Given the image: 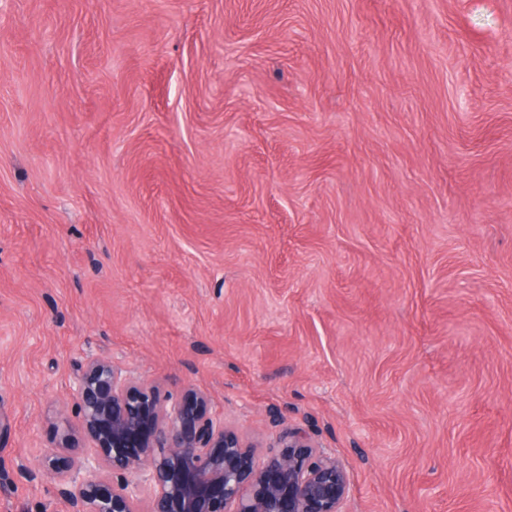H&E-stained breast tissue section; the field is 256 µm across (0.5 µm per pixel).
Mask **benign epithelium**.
<instances>
[{
    "mask_svg": "<svg viewBox=\"0 0 512 512\" xmlns=\"http://www.w3.org/2000/svg\"><path fill=\"white\" fill-rule=\"evenodd\" d=\"M58 416L57 446L32 480L55 475L68 512H342L348 479L302 428L256 456L208 397L162 392L91 354Z\"/></svg>",
    "mask_w": 512,
    "mask_h": 512,
    "instance_id": "benign-epithelium-1",
    "label": "benign epithelium"
}]
</instances>
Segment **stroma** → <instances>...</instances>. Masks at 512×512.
I'll return each mask as SVG.
<instances>
[{
	"instance_id": "obj_1",
	"label": "stroma",
	"mask_w": 512,
	"mask_h": 512,
	"mask_svg": "<svg viewBox=\"0 0 512 512\" xmlns=\"http://www.w3.org/2000/svg\"><path fill=\"white\" fill-rule=\"evenodd\" d=\"M91 352L512 512V0H0V512Z\"/></svg>"
}]
</instances>
